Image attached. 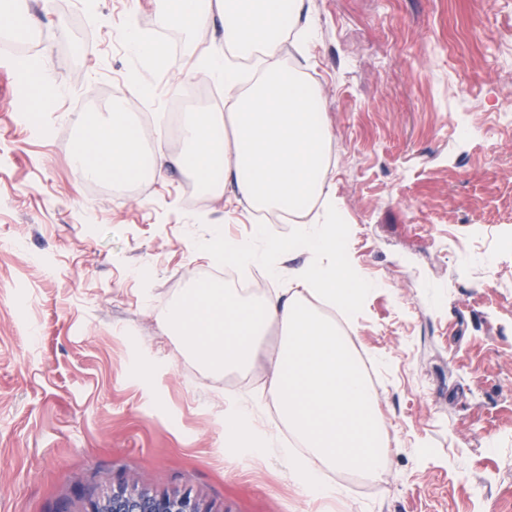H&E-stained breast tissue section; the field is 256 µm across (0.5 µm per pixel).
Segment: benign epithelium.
Segmentation results:
<instances>
[{"label":"benign epithelium","instance_id":"1","mask_svg":"<svg viewBox=\"0 0 512 512\" xmlns=\"http://www.w3.org/2000/svg\"><path fill=\"white\" fill-rule=\"evenodd\" d=\"M88 512H205L192 490L157 496L135 484L121 480L99 501L90 503Z\"/></svg>","mask_w":512,"mask_h":512}]
</instances>
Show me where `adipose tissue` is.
I'll return each instance as SVG.
<instances>
[{
  "instance_id": "1",
  "label": "adipose tissue",
  "mask_w": 512,
  "mask_h": 512,
  "mask_svg": "<svg viewBox=\"0 0 512 512\" xmlns=\"http://www.w3.org/2000/svg\"><path fill=\"white\" fill-rule=\"evenodd\" d=\"M214 13L223 22L225 43L240 56L266 57L262 77L248 91H239V80L222 56H209L205 67L236 97L228 112L187 116L182 153L144 154L139 130L119 103L111 114L88 116L71 152V167L82 180L132 183L171 166L188 172L213 198L288 214L320 200L321 210L311 221L290 239L267 238L265 251H255L248 240H228L221 246L201 244L194 253L208 261L220 255L242 267L261 265L274 278L279 257L309 253L287 287L248 299L232 288L200 284L157 306L155 318L163 335L179 341L183 354L215 373L255 368L259 337L284 336L265 369L273 400L298 446L279 445L274 431L259 428L255 405L248 401L235 400L225 427L252 451H276L294 482L308 495L324 497L336 492L323 481L326 471L383 476L390 449L377 396L348 342L305 301L319 293L355 314L366 290L339 248L343 230L325 181L329 132L319 112L321 91L283 67L278 57L284 31L308 35L312 21L305 0H157L162 28L192 30ZM11 65L24 87L19 108L29 121H37L41 102L60 94L49 62L16 58Z\"/></svg>"
}]
</instances>
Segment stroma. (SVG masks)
I'll list each match as a JSON object with an SVG mask.
<instances>
[{"mask_svg": "<svg viewBox=\"0 0 512 512\" xmlns=\"http://www.w3.org/2000/svg\"><path fill=\"white\" fill-rule=\"evenodd\" d=\"M32 60L63 90L32 130L23 86L0 50V512H87L121 479L155 495L190 485L210 512H512V0H308L313 30L280 59L322 92L327 183L368 292L351 326L384 379L379 407L393 466L358 501H308L287 467L225 435L229 398L287 440L262 367L245 388L198 368L162 335L156 305L207 280L198 244L259 226L244 202L185 199L176 170L124 196L90 199L69 148L95 93L151 114L152 154H175L168 102L223 90L201 61L225 52L210 18L173 30L166 71L128 47L152 0H23ZM466 253L444 255L449 236Z\"/></svg>", "mask_w": 512, "mask_h": 512, "instance_id": "obj_1", "label": "stroma"}]
</instances>
